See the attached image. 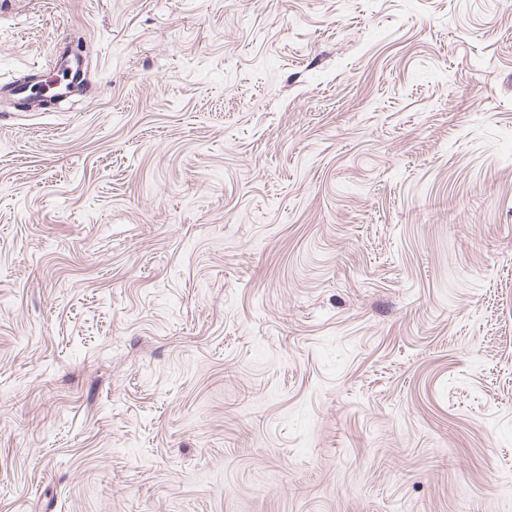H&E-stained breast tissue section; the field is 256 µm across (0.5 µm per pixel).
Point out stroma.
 <instances>
[{
    "mask_svg": "<svg viewBox=\"0 0 512 512\" xmlns=\"http://www.w3.org/2000/svg\"><path fill=\"white\" fill-rule=\"evenodd\" d=\"M0 512H512V7L29 0L0 74ZM51 45L57 69L64 74L61 84L53 90V94L69 97L82 92L85 76L81 59L68 51L67 43L54 42ZM0 99L9 100L17 104L22 112H50L42 105V100L36 98L18 83L16 77L2 81L0 79Z\"/></svg>",
    "mask_w": 512,
    "mask_h": 512,
    "instance_id": "35a3bbf8",
    "label": "stroma"
}]
</instances>
